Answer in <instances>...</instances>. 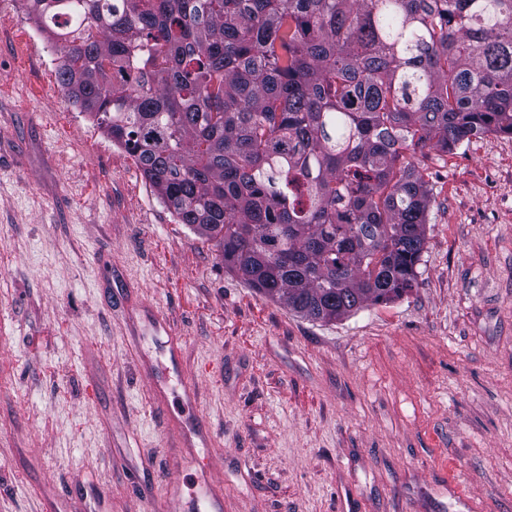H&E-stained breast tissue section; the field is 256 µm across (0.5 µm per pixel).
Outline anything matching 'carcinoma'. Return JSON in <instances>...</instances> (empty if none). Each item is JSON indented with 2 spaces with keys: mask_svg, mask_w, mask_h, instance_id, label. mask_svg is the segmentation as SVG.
Instances as JSON below:
<instances>
[{
  "mask_svg": "<svg viewBox=\"0 0 512 512\" xmlns=\"http://www.w3.org/2000/svg\"><path fill=\"white\" fill-rule=\"evenodd\" d=\"M59 86L224 267L331 323L415 288L407 152L512 135V0H23Z\"/></svg>",
  "mask_w": 512,
  "mask_h": 512,
  "instance_id": "obj_1",
  "label": "carcinoma"
}]
</instances>
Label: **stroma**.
Listing matches in <instances>:
<instances>
[{
  "label": "stroma",
  "mask_w": 512,
  "mask_h": 512,
  "mask_svg": "<svg viewBox=\"0 0 512 512\" xmlns=\"http://www.w3.org/2000/svg\"><path fill=\"white\" fill-rule=\"evenodd\" d=\"M0 13V512H150L177 471L130 339L180 336L224 512H512V137L418 163L415 288L325 324L178 223Z\"/></svg>",
  "instance_id": "1"
}]
</instances>
